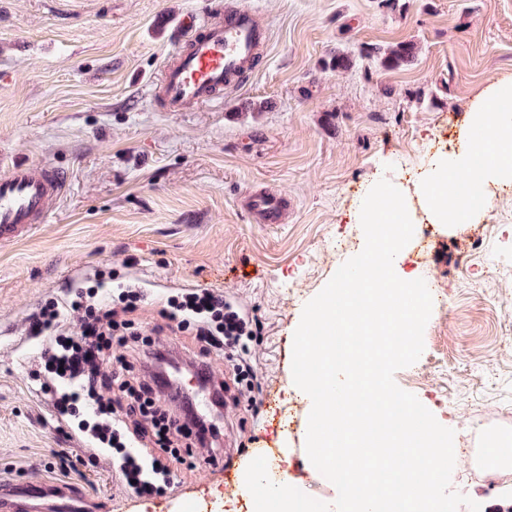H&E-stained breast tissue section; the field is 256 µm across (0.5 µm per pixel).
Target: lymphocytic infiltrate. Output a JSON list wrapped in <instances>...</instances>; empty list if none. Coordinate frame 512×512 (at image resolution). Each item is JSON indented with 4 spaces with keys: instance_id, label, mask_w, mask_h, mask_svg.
I'll list each match as a JSON object with an SVG mask.
<instances>
[{
    "instance_id": "obj_1",
    "label": "lymphocytic infiltrate",
    "mask_w": 512,
    "mask_h": 512,
    "mask_svg": "<svg viewBox=\"0 0 512 512\" xmlns=\"http://www.w3.org/2000/svg\"><path fill=\"white\" fill-rule=\"evenodd\" d=\"M110 281L97 275L92 285L69 290L65 299L45 300L29 316L30 336L42 339L43 363L29 374L35 391L54 413L69 418L74 435L91 449L89 466L114 457L121 484L137 496L158 494L182 479L184 469L224 461L215 444L220 432L193 413L191 399L170 366L176 353L161 345L163 331L188 334L187 370L211 371L215 360L229 361L215 377L216 396L240 404L252 390L253 371L234 351L250 337V321L224 300L222 291L192 288L170 296L159 310L160 325L145 328L135 314L147 295L138 282L120 284L109 299ZM77 315L70 331L68 315Z\"/></svg>"
}]
</instances>
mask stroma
<instances>
[{
	"label": "stroma",
	"mask_w": 512,
	"mask_h": 512,
	"mask_svg": "<svg viewBox=\"0 0 512 512\" xmlns=\"http://www.w3.org/2000/svg\"><path fill=\"white\" fill-rule=\"evenodd\" d=\"M217 0H0V157L66 171L68 186L31 237L0 246V469L34 484L52 512L59 485L49 449L81 452L26 373L42 347L28 316L100 272L138 279L158 299L223 291L257 321L247 344L257 410L221 409L230 471L201 464L175 489L127 493L111 462L71 474L79 512H191L226 473L281 449L301 450L309 412L289 393L291 344L303 308L365 237L357 215L379 180L408 185L456 140L477 96L512 82V0H247L268 42L248 82L213 101L167 111L160 93L171 33L183 15L214 18ZM417 43L414 65L361 59L366 44ZM351 69L325 70L336 52ZM269 101L262 112L249 101ZM288 200L282 224H258L243 196ZM481 251H473L474 241ZM433 300L424 351L396 372L403 390L452 417L457 492L493 512L512 502V472L490 490L473 449L512 438V185L476 223L427 225L408 244Z\"/></svg>",
	"instance_id": "obj_1"
}]
</instances>
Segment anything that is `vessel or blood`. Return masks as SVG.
<instances>
[{
  "mask_svg": "<svg viewBox=\"0 0 512 512\" xmlns=\"http://www.w3.org/2000/svg\"><path fill=\"white\" fill-rule=\"evenodd\" d=\"M195 17L180 20V34L164 67L162 97L168 111L183 112L215 99L225 80L247 70L267 39L243 0H226L222 19L196 29ZM64 171L45 164L14 162L0 170V243L28 236L45 223L66 187ZM244 209L259 224H280L288 204L278 192L249 191ZM33 492L0 484V512H31Z\"/></svg>",
  "mask_w": 512,
  "mask_h": 512,
  "instance_id": "vessel-or-blood-1",
  "label": "vessel or blood"
}]
</instances>
